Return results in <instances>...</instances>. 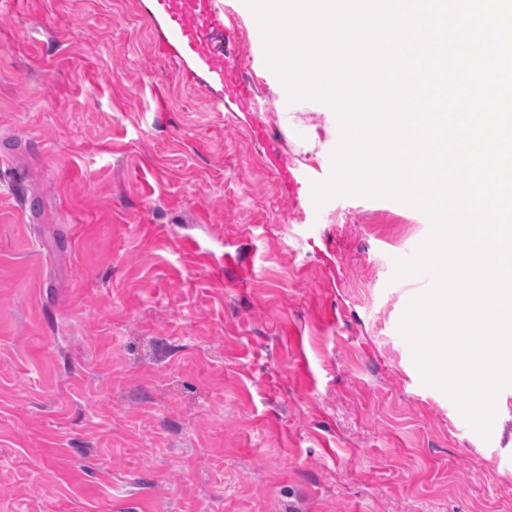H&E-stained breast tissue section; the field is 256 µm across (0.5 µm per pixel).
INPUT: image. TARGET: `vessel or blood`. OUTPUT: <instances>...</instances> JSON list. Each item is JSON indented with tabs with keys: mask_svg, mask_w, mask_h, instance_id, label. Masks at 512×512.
I'll return each instance as SVG.
<instances>
[{
	"mask_svg": "<svg viewBox=\"0 0 512 512\" xmlns=\"http://www.w3.org/2000/svg\"><path fill=\"white\" fill-rule=\"evenodd\" d=\"M169 24L179 34L183 49L202 62L224 84V93L239 107L255 102L254 84L239 74L233 59L214 47L224 32L223 0H157Z\"/></svg>",
	"mask_w": 512,
	"mask_h": 512,
	"instance_id": "1",
	"label": "vessel or blood"
}]
</instances>
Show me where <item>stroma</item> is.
Instances as JSON below:
<instances>
[{
	"label": "stroma",
	"instance_id": "obj_1",
	"mask_svg": "<svg viewBox=\"0 0 512 512\" xmlns=\"http://www.w3.org/2000/svg\"><path fill=\"white\" fill-rule=\"evenodd\" d=\"M224 26L257 111L156 0H0V512H512V384L482 436L399 330L428 216L315 203L335 112Z\"/></svg>",
	"mask_w": 512,
	"mask_h": 512
}]
</instances>
